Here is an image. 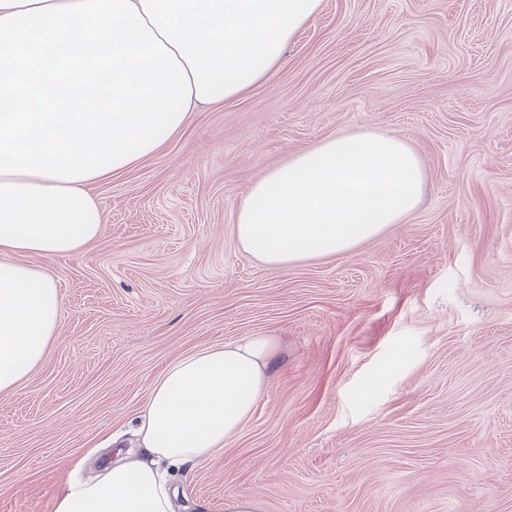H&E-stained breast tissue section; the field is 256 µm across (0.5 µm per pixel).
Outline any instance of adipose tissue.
<instances>
[{"mask_svg":"<svg viewBox=\"0 0 512 512\" xmlns=\"http://www.w3.org/2000/svg\"><path fill=\"white\" fill-rule=\"evenodd\" d=\"M321 0H0V393L57 336L55 281L22 263L97 240L88 188L155 155L191 113L247 92ZM426 177L400 137L327 138L247 189L241 247L276 269L350 252L415 211ZM275 344L246 336L183 354L152 385L128 454L70 482L54 512H172L161 465L208 460L249 422Z\"/></svg>","mask_w":512,"mask_h":512,"instance_id":"1","label":"adipose tissue"}]
</instances>
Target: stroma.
Listing matches in <instances>:
<instances>
[{"label":"stroma","instance_id":"obj_1","mask_svg":"<svg viewBox=\"0 0 512 512\" xmlns=\"http://www.w3.org/2000/svg\"><path fill=\"white\" fill-rule=\"evenodd\" d=\"M367 129L420 157L415 212L284 271L241 248L252 182ZM93 192L102 235L26 259L64 307L0 393V512H53L68 479L136 450L175 357L249 335L277 345L267 390L223 452L173 472L176 512L230 494L258 512H512V0H322L267 79Z\"/></svg>","mask_w":512,"mask_h":512}]
</instances>
